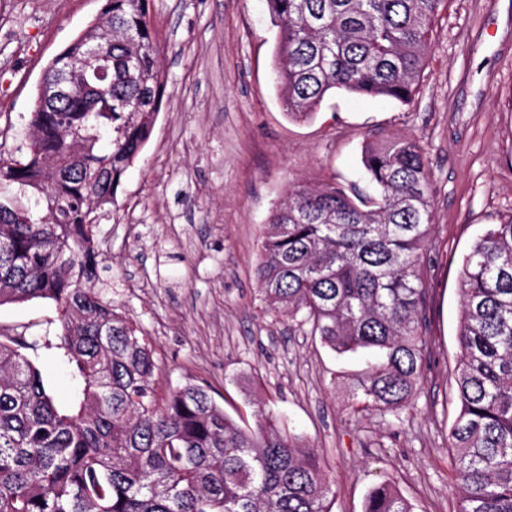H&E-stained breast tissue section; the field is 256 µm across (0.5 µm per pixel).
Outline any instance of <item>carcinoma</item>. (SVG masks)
Listing matches in <instances>:
<instances>
[{"mask_svg":"<svg viewBox=\"0 0 512 512\" xmlns=\"http://www.w3.org/2000/svg\"><path fill=\"white\" fill-rule=\"evenodd\" d=\"M149 0H105L45 67L80 77L51 101L37 93L27 151L0 157V306L55 302L60 349L74 364L64 410L25 353L39 339L0 330V512H331V483L314 450L258 408L254 424L224 412L206 384L156 393L155 353L138 327L90 283L98 275L93 209L115 203L124 172L151 137L166 95ZM446 0H267L279 27L276 80L288 116L310 117L343 90L411 102ZM112 71L83 67L101 39ZM83 136L71 143L66 129ZM372 192L297 187L272 211L256 269L269 313L309 327L339 355L364 351L352 395L365 407L412 409L428 348L432 244L429 174L420 145H367ZM458 512H512V218L472 244L461 271ZM364 512H413L390 484Z\"/></svg>","mask_w":512,"mask_h":512,"instance_id":"cac0c4a2","label":"carcinoma"}]
</instances>
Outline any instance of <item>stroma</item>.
Returning <instances> with one entry per match:
<instances>
[{
	"label": "stroma",
	"instance_id": "stroma-1",
	"mask_svg": "<svg viewBox=\"0 0 512 512\" xmlns=\"http://www.w3.org/2000/svg\"><path fill=\"white\" fill-rule=\"evenodd\" d=\"M104 0H0V144L26 149L28 114L48 62ZM169 96L116 203L97 212L92 286L155 351V389L212 386L232 417L258 404L324 461L332 512H363L386 481L414 512H456L450 426L460 270L474 239L512 217V0H449L418 91L404 105L339 91L296 121L274 83L278 27L266 0H151ZM405 135L430 175L425 256L429 348L413 409L366 410L337 358L307 328L265 313L255 269L268 217L294 185L359 178L362 148ZM0 328L40 337L31 357L60 406L75 392L50 300L0 306Z\"/></svg>",
	"mask_w": 512,
	"mask_h": 512
}]
</instances>
